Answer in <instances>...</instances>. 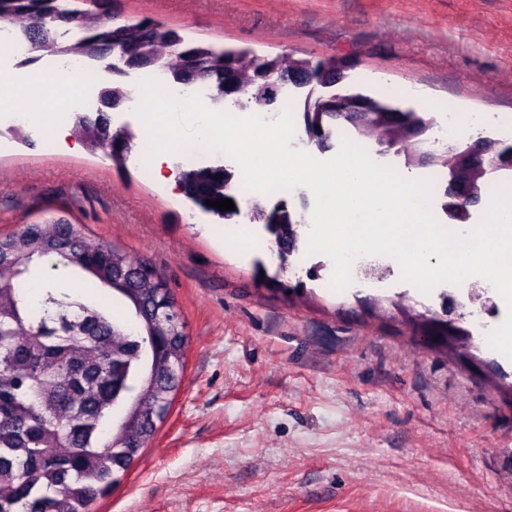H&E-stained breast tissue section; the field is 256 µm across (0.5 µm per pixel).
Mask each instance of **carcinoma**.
<instances>
[{
    "mask_svg": "<svg viewBox=\"0 0 512 512\" xmlns=\"http://www.w3.org/2000/svg\"><path fill=\"white\" fill-rule=\"evenodd\" d=\"M9 2L0 22L22 26L35 51L45 49L33 0ZM82 36L51 48L60 57L97 59L111 47L107 26L92 16L78 26ZM126 42L163 61L174 78L182 60L166 57L140 24L126 25ZM203 68L197 80L224 76V101L238 109L271 112L261 100L250 53L185 42ZM281 74L304 69L308 60L274 57ZM369 122L334 113L302 112L303 128L321 125L307 143L332 147L336 126L346 123L361 138L393 142L395 124L427 133L433 119L403 111L389 100L362 93ZM228 172H213L187 197L208 209L207 200L232 196ZM278 243L295 240L292 222L269 224ZM56 266L101 288L127 310L125 320L91 297L73 296L49 285L37 301L25 282L41 266ZM168 282L155 265L134 260L110 244L89 242L84 226L56 222L51 229L24 224L0 234V512H92L139 459L167 416L186 362L187 334Z\"/></svg>",
    "mask_w": 512,
    "mask_h": 512,
    "instance_id": "1",
    "label": "carcinoma"
}]
</instances>
